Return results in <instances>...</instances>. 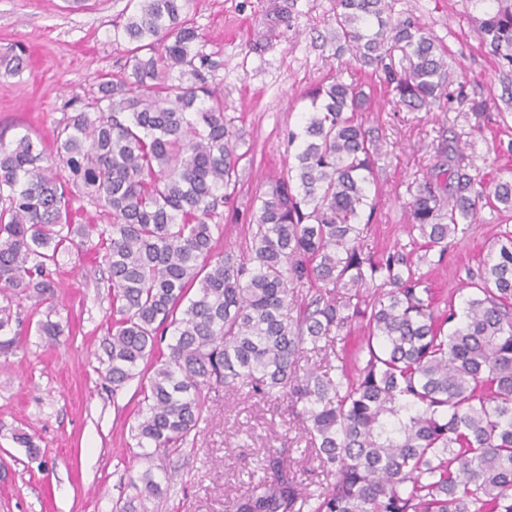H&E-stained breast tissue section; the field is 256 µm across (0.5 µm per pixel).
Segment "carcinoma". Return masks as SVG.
Masks as SVG:
<instances>
[{"instance_id":"cac0c4a2","label":"carcinoma","mask_w":512,"mask_h":512,"mask_svg":"<svg viewBox=\"0 0 512 512\" xmlns=\"http://www.w3.org/2000/svg\"><path fill=\"white\" fill-rule=\"evenodd\" d=\"M190 0H133L112 41L128 43L127 66L67 104L49 159L25 134L0 138V352L13 307L54 295L59 256L102 254L113 320L103 338L112 393L161 344L134 428L146 461L184 443L213 389L284 398L334 482L311 512H512V236L494 245L462 306L439 313L402 251L366 253L367 187L379 141L358 119L366 96L336 75L310 94L291 174L258 197L251 246L216 252L214 234L230 198L237 143L216 83L224 60L205 50ZM396 0H336V43L347 46L398 102L414 110L451 100L453 73L434 37ZM482 42L512 68V3L479 24ZM408 53L401 72L392 47ZM22 48L0 55V75L19 76ZM467 156L443 145L442 186L418 185L411 230L430 251L474 221L477 203L512 212V177L473 189ZM108 224H76L73 190ZM382 290L366 303L360 289ZM312 292L291 315L295 293ZM348 291L339 304L336 292ZM364 330L365 355L348 366L297 371L304 345ZM172 339L165 342L167 331ZM259 489L228 512H302L311 494L284 458L264 461ZM119 512L163 495L152 467L132 482Z\"/></svg>"}]
</instances>
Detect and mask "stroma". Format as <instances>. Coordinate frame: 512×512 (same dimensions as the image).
<instances>
[{"label": "stroma", "mask_w": 512, "mask_h": 512, "mask_svg": "<svg viewBox=\"0 0 512 512\" xmlns=\"http://www.w3.org/2000/svg\"><path fill=\"white\" fill-rule=\"evenodd\" d=\"M335 0H192L190 16L219 52L227 120L239 134L241 159L230 204L224 208L220 251H240L255 229L254 202L294 159L287 134L310 106L307 92L336 72L371 96L362 120L378 136L381 155L369 196L367 252L403 251L437 300L462 298L488 248L512 232V213L480 208L475 224L446 248L422 252L409 232L410 203L431 173L443 139L457 137L468 174L483 186L512 172V68L489 54L479 34L483 0H398L418 16L463 83L464 99L444 110L416 111L396 103L378 79L361 70L350 51H337ZM128 0H0V51L20 45L26 71L0 76V137L29 135L46 156L65 101L86 98L99 76L119 72L126 53L112 41V22ZM291 11L290 23L275 22ZM481 100L485 111L470 109ZM105 266L93 253L61 256L52 302L23 303L13 324L20 347L0 353V512H118L146 467L131 428L142 407L141 379L110 392L100 375V342L112 321ZM63 333L42 336L38 322ZM27 434L30 445L16 442ZM39 450L30 457L29 447ZM308 436L286 401L244 392L210 393L196 433L161 464L171 475L147 512H224L226 501L250 494L263 480L268 451L283 453L310 493L329 480L310 461Z\"/></svg>", "instance_id": "1"}]
</instances>
